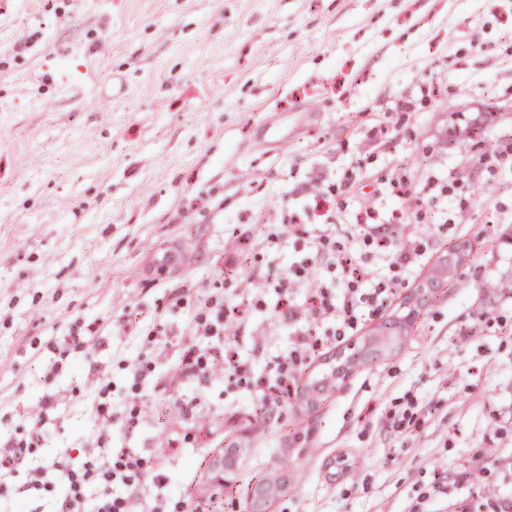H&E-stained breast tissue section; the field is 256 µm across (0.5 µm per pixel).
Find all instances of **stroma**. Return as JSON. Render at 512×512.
Returning a JSON list of instances; mask_svg holds the SVG:
<instances>
[{"label": "stroma", "mask_w": 512, "mask_h": 512, "mask_svg": "<svg viewBox=\"0 0 512 512\" xmlns=\"http://www.w3.org/2000/svg\"><path fill=\"white\" fill-rule=\"evenodd\" d=\"M510 149L512 0H0V439L43 415V464L108 382L148 430L113 447L140 449L143 480L173 472L175 512H255L270 480L266 512H492L512 497V172L484 159ZM397 174L426 204L385 207L425 265L267 412L258 385L294 336L264 275L298 302L313 282L262 239L331 186L344 240ZM211 294L246 309L251 384L190 327Z\"/></svg>", "instance_id": "35a3bbf8"}]
</instances>
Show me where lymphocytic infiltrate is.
Here are the masks:
<instances>
[{
    "label": "lymphocytic infiltrate",
    "instance_id": "f902f5d3",
    "mask_svg": "<svg viewBox=\"0 0 512 512\" xmlns=\"http://www.w3.org/2000/svg\"><path fill=\"white\" fill-rule=\"evenodd\" d=\"M330 194H319L313 208L303 209L300 216L290 217L286 236L268 237L267 247L277 252L286 240H293L303 250L318 255L322 266L333 269L332 288H319L307 304H292L287 317L295 326V340L289 357L276 363L261 391V403L267 410L277 408L284 389L296 381L299 361L307 354L325 347L329 339L326 325L343 331L353 330L366 305L382 301L393 288L399 287V272L419 266L425 252L416 232H405L403 226L391 224L380 203H372L360 212L354 239L337 242L332 222ZM374 243L377 261L364 258L358 240ZM237 311L225 307L223 298L207 297L203 303L204 333L210 336L211 357L229 362L238 383L251 380L246 362L230 359L224 349V326L236 319ZM97 429L80 434L83 444L95 445L97 458L83 462L81 468L67 472V482L54 504L53 512H130L133 505L149 501V512H165L162 500L169 493V476L158 467L152 478L153 495H146L140 481L143 458L136 449L112 445L113 426L137 430L143 425L126 402L107 401L97 406ZM46 436L41 418H32L24 436L0 445V490L23 483L26 491L36 492L42 476L63 467L68 451H61L45 462L39 475H31V451L40 447Z\"/></svg>",
    "mask_w": 512,
    "mask_h": 512
}]
</instances>
